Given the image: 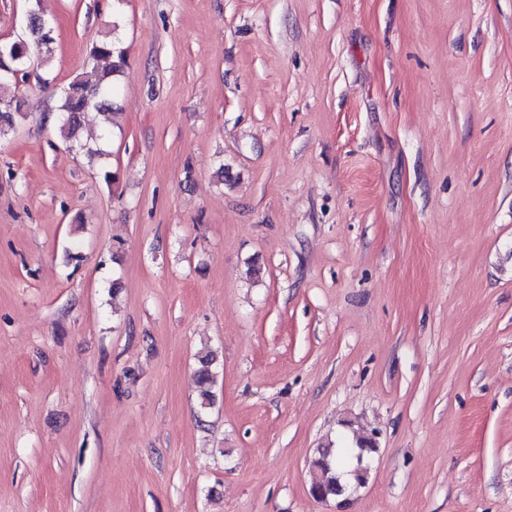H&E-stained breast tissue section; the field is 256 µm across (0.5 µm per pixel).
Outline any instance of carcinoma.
<instances>
[{
	"instance_id": "carcinoma-1",
	"label": "carcinoma",
	"mask_w": 512,
	"mask_h": 512,
	"mask_svg": "<svg viewBox=\"0 0 512 512\" xmlns=\"http://www.w3.org/2000/svg\"><path fill=\"white\" fill-rule=\"evenodd\" d=\"M37 45V38L32 34L22 35L15 40L0 42V53L12 57L18 76H0V105L19 103L12 90L27 76L31 62V48ZM125 62V51L112 37H106L92 45L85 64L90 68L91 78H75L62 90L57 109V133L68 147L85 148L79 140L85 111L90 107L114 111L115 87L114 77L121 72ZM195 383L199 392L200 411L211 409L216 401L213 388L218 377L217 355L209 351L198 359ZM353 456L346 448H335L328 443L317 450V456L311 460L312 481L310 490L327 499L338 496L342 485L343 468L349 466Z\"/></svg>"
}]
</instances>
